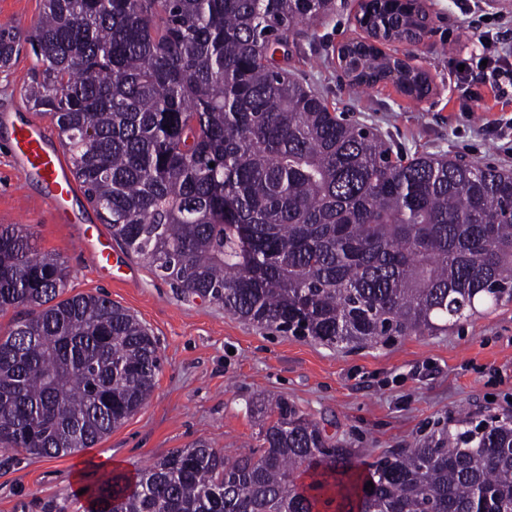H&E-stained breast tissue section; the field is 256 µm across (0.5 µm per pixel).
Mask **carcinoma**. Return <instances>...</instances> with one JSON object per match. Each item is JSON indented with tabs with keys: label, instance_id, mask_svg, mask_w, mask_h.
Segmentation results:
<instances>
[{
	"label": "carcinoma",
	"instance_id": "carcinoma-1",
	"mask_svg": "<svg viewBox=\"0 0 512 512\" xmlns=\"http://www.w3.org/2000/svg\"><path fill=\"white\" fill-rule=\"evenodd\" d=\"M334 0H42L24 99L51 118L88 201L177 293L331 348L432 336L512 302V171L403 159L276 59ZM368 32L403 13L361 6ZM357 92L385 79L345 46ZM21 224H0V450L61 458L135 414L157 341ZM259 445L197 441L136 477L93 474L87 512H512V415L357 459L286 398L260 397ZM373 487L367 489V482Z\"/></svg>",
	"mask_w": 512,
	"mask_h": 512
}]
</instances>
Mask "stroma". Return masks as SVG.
Listing matches in <instances>:
<instances>
[{
  "label": "stroma",
  "mask_w": 512,
  "mask_h": 512,
  "mask_svg": "<svg viewBox=\"0 0 512 512\" xmlns=\"http://www.w3.org/2000/svg\"><path fill=\"white\" fill-rule=\"evenodd\" d=\"M361 3L335 0L328 16L291 37L289 71L348 119L378 128L393 151L512 169V150L486 132L512 118V104L500 106L490 96L474 102L458 73L488 27L482 15L468 13L466 0H421L432 31L412 65L432 90L416 101L389 81L366 94L352 91L338 50L369 38L358 23ZM36 64L25 51L0 71V224L25 225L40 251L66 262L68 294L107 296L143 322L157 340L161 367L147 402L93 447L55 459L0 452V512H40L48 499L84 512L87 503L73 481L83 459L102 472L132 475L199 440L230 454L257 446L250 405L260 396L294 401L363 461L463 419L512 413V303L432 336L340 351L257 328L208 301L181 298L120 247L112 248L109 264L97 265L80 242L81 227L97 226L108 239L109 226L80 191L67 203L80 224L58 222L37 176L24 174L12 152L15 128L34 116L24 89Z\"/></svg>",
  "instance_id": "1"
}]
</instances>
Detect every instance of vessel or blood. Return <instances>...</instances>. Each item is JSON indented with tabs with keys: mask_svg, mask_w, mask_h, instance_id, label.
Returning a JSON list of instances; mask_svg holds the SVG:
<instances>
[{
	"mask_svg": "<svg viewBox=\"0 0 512 512\" xmlns=\"http://www.w3.org/2000/svg\"><path fill=\"white\" fill-rule=\"evenodd\" d=\"M14 152L22 170L37 174L43 181L44 199L60 222L76 223V216L63 207L76 190V180L61 153L48 148L46 130L40 122L31 120L19 126L14 137Z\"/></svg>",
	"mask_w": 512,
	"mask_h": 512,
	"instance_id": "b4317fda",
	"label": "vessel or blood"
}]
</instances>
